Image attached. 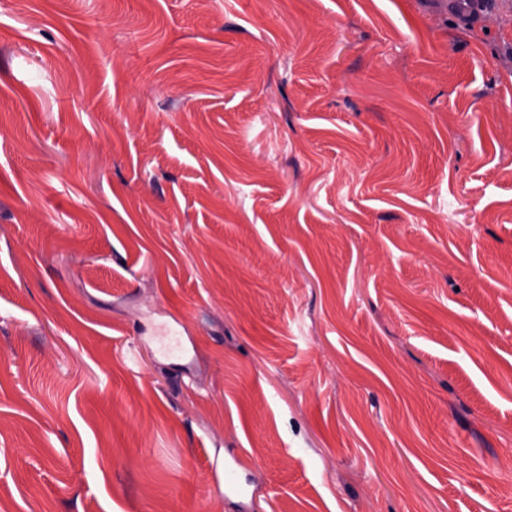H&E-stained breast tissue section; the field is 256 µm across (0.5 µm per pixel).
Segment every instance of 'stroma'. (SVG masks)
I'll return each instance as SVG.
<instances>
[{
	"label": "stroma",
	"instance_id": "1",
	"mask_svg": "<svg viewBox=\"0 0 512 512\" xmlns=\"http://www.w3.org/2000/svg\"><path fill=\"white\" fill-rule=\"evenodd\" d=\"M0 512H512V0H0Z\"/></svg>",
	"mask_w": 512,
	"mask_h": 512
}]
</instances>
